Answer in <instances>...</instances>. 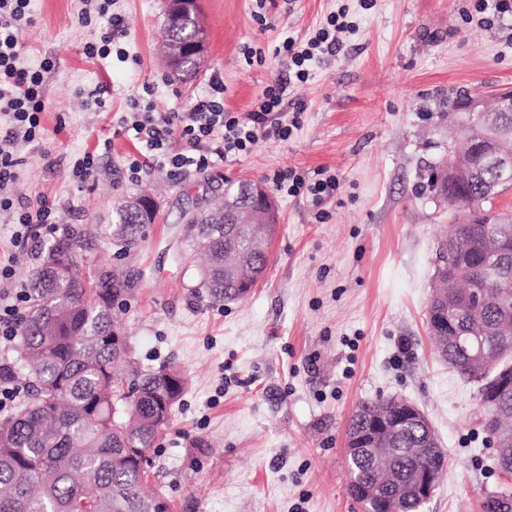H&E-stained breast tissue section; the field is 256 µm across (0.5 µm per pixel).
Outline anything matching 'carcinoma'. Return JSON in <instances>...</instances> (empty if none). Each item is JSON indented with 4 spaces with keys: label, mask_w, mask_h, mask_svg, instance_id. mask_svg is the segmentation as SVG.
Returning <instances> with one entry per match:
<instances>
[{
    "label": "carcinoma",
    "mask_w": 512,
    "mask_h": 512,
    "mask_svg": "<svg viewBox=\"0 0 512 512\" xmlns=\"http://www.w3.org/2000/svg\"><path fill=\"white\" fill-rule=\"evenodd\" d=\"M195 21H165L167 42L193 38ZM487 224L457 223L448 233L449 255H471L460 274L461 293L481 291L487 299L485 318L490 324L512 317V258L495 276L477 254L488 233ZM185 251L201 252L205 265L198 271L197 287L215 302L238 297L234 273L224 268L232 253L244 252L247 272L256 281L269 261V245L253 248L250 237L256 227L224 223L223 207L192 225ZM146 225L125 205L114 212L112 244L123 251L140 245ZM81 230L66 226L45 244L28 274V313L21 323L19 356L28 364L24 385L28 398L12 414L0 418V512H170L161 493L146 494V470L141 459L154 447L158 435L169 426L187 381L181 372L170 388L162 372L144 370L128 338L114 340L120 331L112 323L114 302L127 293L117 274L102 272L86 280L81 270L88 263ZM437 354L457 375L473 383L478 405H483V386L490 375L478 373L470 356L437 339ZM486 351L503 365L512 366V338L485 336ZM395 398L363 402L353 412L347 434L361 432L368 417L390 410ZM495 422H484L487 434L493 426L512 425V394L494 404ZM433 444L424 431L410 430L383 451V468L395 482L404 483L414 473L434 464ZM406 448L423 452L408 455ZM349 492L364 512L378 506L357 489L374 479L367 457L347 460ZM483 512H512V493L486 491Z\"/></svg>",
    "instance_id": "carcinoma-1"
}]
</instances>
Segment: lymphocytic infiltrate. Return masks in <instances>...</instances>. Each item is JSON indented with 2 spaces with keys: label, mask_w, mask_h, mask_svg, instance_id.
<instances>
[{
  "label": "lymphocytic infiltrate",
  "mask_w": 512,
  "mask_h": 512,
  "mask_svg": "<svg viewBox=\"0 0 512 512\" xmlns=\"http://www.w3.org/2000/svg\"><path fill=\"white\" fill-rule=\"evenodd\" d=\"M31 2L0 0V115L7 122L6 129L0 131V209L16 210L14 235L21 242L37 239L39 228L54 221L53 211L46 204L18 209L4 193L16 178L20 144L43 139L41 115L49 109L44 87L52 62L45 59L35 67L21 63L20 33L34 21ZM347 29V24L334 14L307 44L285 38L275 52L287 58V71L264 88L247 112L225 109L224 81L218 76L210 79L208 92L198 96L186 112L156 111L154 88L144 85V94L133 99V113L124 126L125 133L131 134L145 151L144 157L129 158L131 178H141L153 165L173 175L214 169L239 161L261 140L272 136L290 138L299 126L298 119L287 124L277 119L290 88L308 80L311 66L331 47L339 45V35ZM175 137L183 142L182 151L171 150L170 142Z\"/></svg>",
  "instance_id": "obj_1"
}]
</instances>
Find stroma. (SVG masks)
<instances>
[{
    "instance_id": "obj_1",
    "label": "stroma",
    "mask_w": 512,
    "mask_h": 512,
    "mask_svg": "<svg viewBox=\"0 0 512 512\" xmlns=\"http://www.w3.org/2000/svg\"><path fill=\"white\" fill-rule=\"evenodd\" d=\"M476 4L266 0L259 22L253 0H200L206 54L195 74L174 81L161 55L162 0H115L126 33L113 55L94 59L84 46L103 22H83L85 0H33L35 23L21 43L28 61L54 64L47 136L20 148L9 191L17 202L48 203L58 226L87 227L83 246L95 264L129 280L119 321L140 364L185 374L171 426L150 452L147 487L171 512H361L348 493V420L358 403L391 396L425 411L448 456L425 512H482L483 491L512 492L473 386L440 362L425 319L450 219L420 175L459 136L448 127L452 100L512 86V12L490 21ZM342 7L356 29L289 93L285 109L299 111L301 126L288 140L260 141L215 170L154 168L129 180L125 160L136 147L120 119L143 84L153 85L158 110L185 112L218 72L225 108L248 111L285 68L280 42L308 39ZM250 47L263 64L246 63ZM100 82L111 89L102 108L87 100ZM106 140L96 173L75 182V161ZM291 169L309 179L328 170L339 186L318 206L275 191ZM243 179L273 189L280 222L263 277L246 297L216 304L175 261L181 216ZM144 192L158 199V217L138 249L116 255L112 211ZM14 230L0 211V266L24 283L33 256Z\"/></svg>"
}]
</instances>
